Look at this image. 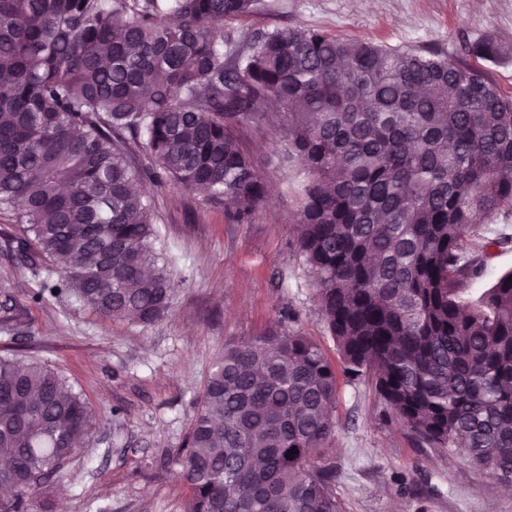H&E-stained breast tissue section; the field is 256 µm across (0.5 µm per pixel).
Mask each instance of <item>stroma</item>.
Wrapping results in <instances>:
<instances>
[{
    "mask_svg": "<svg viewBox=\"0 0 512 512\" xmlns=\"http://www.w3.org/2000/svg\"><path fill=\"white\" fill-rule=\"evenodd\" d=\"M293 27L436 52L512 96V0H258L253 13L225 21L224 56ZM241 136L271 186L270 203L250 221H229L223 204L173 182L146 186L154 248L176 282L171 309L155 323L107 319L72 298L32 302L41 275L0 241V305L20 316L16 329L0 325V353L54 369L95 416L65 475L35 497V512H182L188 489L164 453L188 435L225 344L285 323L339 363L295 249L296 168L283 159L274 123L243 127ZM338 384L336 435L318 464L335 469L342 512H512V492H500L496 478L462 456L419 447L387 418L370 378Z\"/></svg>",
    "mask_w": 512,
    "mask_h": 512,
    "instance_id": "1",
    "label": "stroma"
}]
</instances>
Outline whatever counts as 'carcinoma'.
I'll return each instance as SVG.
<instances>
[{
	"label": "carcinoma",
	"mask_w": 512,
	"mask_h": 512,
	"mask_svg": "<svg viewBox=\"0 0 512 512\" xmlns=\"http://www.w3.org/2000/svg\"><path fill=\"white\" fill-rule=\"evenodd\" d=\"M256 0H0V210L31 297L73 296L154 323L174 282L152 247L144 180L203 188L243 223L268 186L239 136L278 105L297 165L296 249L344 376H372L417 444L512 481V271L478 297V225L512 210V97L479 69L302 28L224 60L227 19ZM143 130L132 164L122 132ZM336 366L291 330L215 360L183 447L184 512H341L315 460L336 433ZM94 426L36 361L0 357V483L30 512ZM295 453H289L290 449Z\"/></svg>",
	"instance_id": "obj_1"
}]
</instances>
